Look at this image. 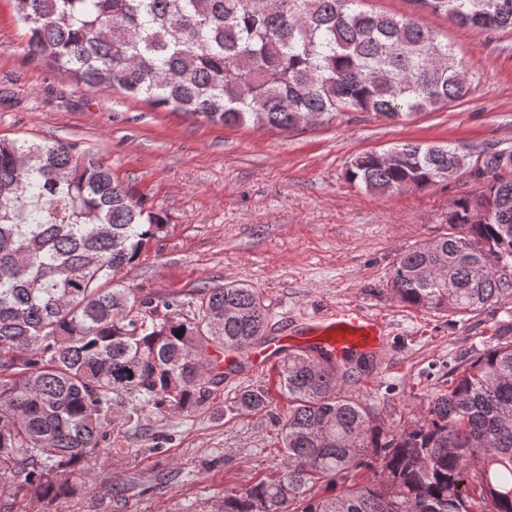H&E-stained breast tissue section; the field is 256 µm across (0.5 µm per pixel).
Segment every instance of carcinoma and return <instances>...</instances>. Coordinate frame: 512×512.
Wrapping results in <instances>:
<instances>
[{"mask_svg":"<svg viewBox=\"0 0 512 512\" xmlns=\"http://www.w3.org/2000/svg\"><path fill=\"white\" fill-rule=\"evenodd\" d=\"M361 0H14L30 55L77 83L172 106L224 126L281 131L364 112L407 120L464 100L452 45L412 18ZM463 28L512 30V0H414ZM483 152L481 190L456 198L448 232L401 254L390 290L437 314L512 295V163ZM468 167L451 142L410 141L354 156L346 177L391 193ZM484 209L488 221L473 224ZM162 217L98 154L63 140L0 138V495L54 500L69 475L109 456L108 428L148 405L210 402L268 312L244 284L201 290L194 311L117 279ZM290 352L275 366L288 415L284 471L224 493L221 512H512V326L477 353L423 420L389 433L344 390L353 366ZM268 388L236 394L260 413Z\"/></svg>","mask_w":512,"mask_h":512,"instance_id":"obj_1","label":"carcinoma"}]
</instances>
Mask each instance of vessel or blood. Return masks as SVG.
Listing matches in <instances>:
<instances>
[{"label":"vessel or blood","mask_w":512,"mask_h":512,"mask_svg":"<svg viewBox=\"0 0 512 512\" xmlns=\"http://www.w3.org/2000/svg\"><path fill=\"white\" fill-rule=\"evenodd\" d=\"M388 324L379 315L361 306H348L305 321L287 323L276 335L255 340L251 362L265 370L284 357L293 346L311 345L330 357L366 353L387 341Z\"/></svg>","instance_id":"1"}]
</instances>
